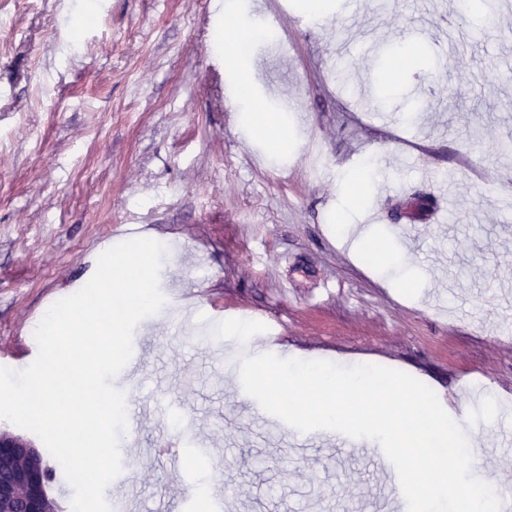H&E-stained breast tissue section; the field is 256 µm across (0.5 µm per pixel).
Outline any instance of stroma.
<instances>
[{
	"mask_svg": "<svg viewBox=\"0 0 512 512\" xmlns=\"http://www.w3.org/2000/svg\"><path fill=\"white\" fill-rule=\"evenodd\" d=\"M213 2L93 0L81 20L80 0H0V357L138 225L169 265L160 316L134 331L109 488L135 512H188L203 469L223 512L383 509L380 469L335 432L249 410L204 301L265 324L278 357L419 379L486 433L472 474L512 488V0ZM268 15L283 42L248 43L253 96L227 106L225 24ZM402 49L417 56L401 69ZM371 161L359 204L349 184ZM416 194L433 208L406 217ZM363 225L404 263L366 257ZM184 410L212 464L161 453L164 415Z\"/></svg>",
	"mask_w": 512,
	"mask_h": 512,
	"instance_id": "obj_1",
	"label": "stroma"
}]
</instances>
